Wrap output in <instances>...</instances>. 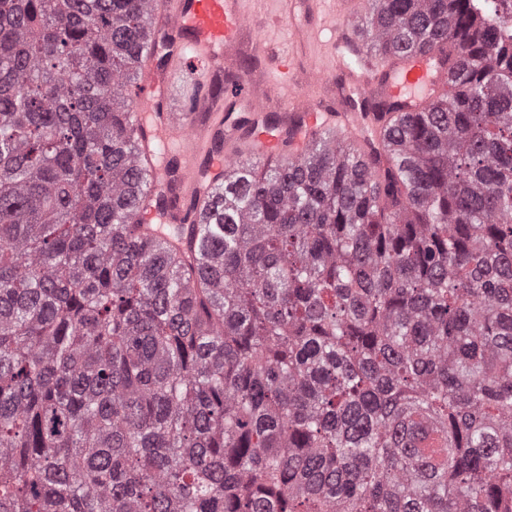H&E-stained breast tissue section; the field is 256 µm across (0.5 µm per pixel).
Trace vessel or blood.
<instances>
[{"label": "vessel or blood", "instance_id": "1", "mask_svg": "<svg viewBox=\"0 0 512 512\" xmlns=\"http://www.w3.org/2000/svg\"><path fill=\"white\" fill-rule=\"evenodd\" d=\"M265 0H151L154 50L141 63V78L130 91L138 111L151 113V124L142 125L140 152L154 159L158 143L177 146L175 173L150 167V191L165 194L167 208L157 212L142 207L145 225L184 224L198 220L189 210L192 201H203L225 171L244 156L268 159L289 152L303 156L317 131L342 126L355 139L379 140L386 118L348 107L350 95L370 101L391 100L416 114L433 99L450 96L458 87L441 67L439 48H403L400 55L377 65L357 56L350 31L368 10L369 0H277V17L293 19L298 10L314 16L308 37L332 27L333 37L322 41L309 57L304 85L294 82L297 70L293 53L276 50L262 29L251 22ZM264 61L268 75L257 80L239 72L236 80L222 82L224 69L234 66L240 50ZM335 84L343 111L327 109L322 91ZM250 114L276 111L295 115L291 144L283 146L280 131L267 127L253 133L246 154L213 148L212 143L231 122L218 116L215 86Z\"/></svg>", "mask_w": 512, "mask_h": 512}]
</instances>
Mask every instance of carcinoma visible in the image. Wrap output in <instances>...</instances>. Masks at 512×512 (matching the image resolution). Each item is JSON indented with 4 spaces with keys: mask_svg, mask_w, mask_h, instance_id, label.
Listing matches in <instances>:
<instances>
[{
    "mask_svg": "<svg viewBox=\"0 0 512 512\" xmlns=\"http://www.w3.org/2000/svg\"><path fill=\"white\" fill-rule=\"evenodd\" d=\"M151 26L0 0V512H512V40L371 0L367 51L446 40L459 94L149 234Z\"/></svg>",
    "mask_w": 512,
    "mask_h": 512,
    "instance_id": "obj_1",
    "label": "carcinoma"
}]
</instances>
